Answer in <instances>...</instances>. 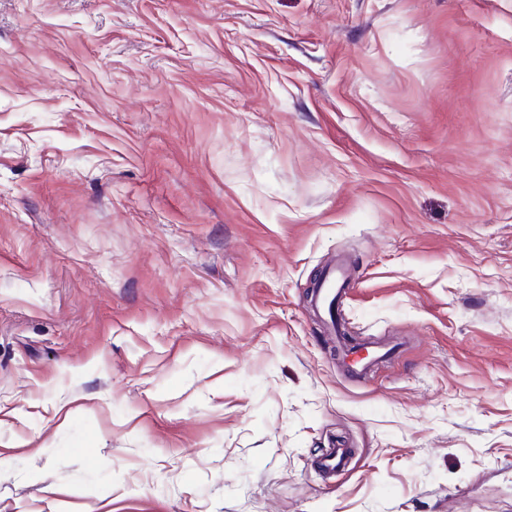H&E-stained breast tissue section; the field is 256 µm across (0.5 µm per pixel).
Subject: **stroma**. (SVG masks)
Segmentation results:
<instances>
[{"instance_id":"1","label":"stroma","mask_w":512,"mask_h":512,"mask_svg":"<svg viewBox=\"0 0 512 512\" xmlns=\"http://www.w3.org/2000/svg\"><path fill=\"white\" fill-rule=\"evenodd\" d=\"M0 512H512V0H0ZM350 280L341 263L329 267L323 274V283L316 296L309 301L310 306L320 312L330 324L331 331L339 336L336 330V305L344 294L349 291Z\"/></svg>"}]
</instances>
